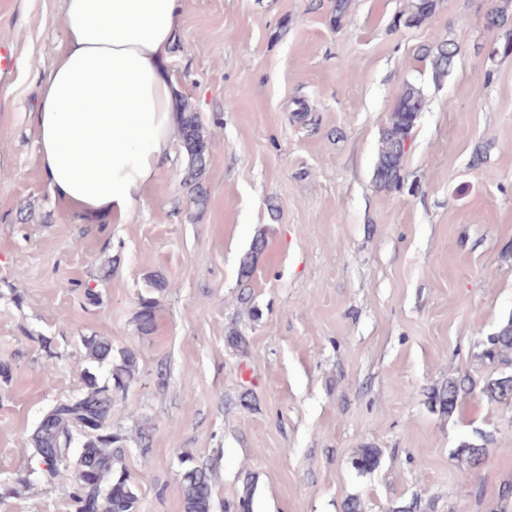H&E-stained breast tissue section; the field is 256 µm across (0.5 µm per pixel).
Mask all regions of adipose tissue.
I'll return each instance as SVG.
<instances>
[{
	"label": "adipose tissue",
	"mask_w": 512,
	"mask_h": 512,
	"mask_svg": "<svg viewBox=\"0 0 512 512\" xmlns=\"http://www.w3.org/2000/svg\"><path fill=\"white\" fill-rule=\"evenodd\" d=\"M182 0H65L64 45L39 77L41 168L52 194L119 218L167 163L175 124L166 63Z\"/></svg>",
	"instance_id": "1"
}]
</instances>
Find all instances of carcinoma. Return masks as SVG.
<instances>
[{"label": "carcinoma", "instance_id": "1", "mask_svg": "<svg viewBox=\"0 0 512 512\" xmlns=\"http://www.w3.org/2000/svg\"><path fill=\"white\" fill-rule=\"evenodd\" d=\"M434 0H412L403 24L418 27L435 12ZM512 17L508 9L494 7L488 13L487 27L506 29V39L492 47V53L512 52V31L507 29ZM458 55V47L446 40L438 41L425 50L434 79L448 75ZM424 97L420 88L408 84L395 101L389 126L383 131L374 175L379 185L398 188L403 181V160L406 141L423 108ZM180 146L186 158L183 185L187 188L190 203L197 208L207 203L204 175L211 151V142L202 125L199 113L186 100L175 105ZM266 242L258 236L251 251L240 264V279L250 280L256 258L264 251ZM167 288L164 279L148 280L147 291L138 298L136 324L139 334L149 336L156 324L157 298L155 294ZM88 360L98 365L110 366L107 380L101 382L87 371L83 376L81 392L71 399L57 403L40 420L32 435L39 473L47 480L55 479L61 472L72 473L69 492L71 512H138L139 496L130 477L117 470L120 448L124 437L112 430V403L114 393L125 392L136 375V356L130 350L112 358V343L91 334L80 337ZM486 355L501 357L512 351V318L507 319L496 332L486 337ZM476 387L468 378L448 381V386L435 393V403L446 413L455 410L459 399ZM481 393L491 402L512 403V374H501L485 380ZM484 448L476 442H464L457 456L470 465H476ZM380 463L375 448H364L358 455L356 466L362 473L374 471ZM180 486L184 512H213L212 487L206 467L193 459H183Z\"/></svg>", "mask_w": 512, "mask_h": 512}]
</instances>
